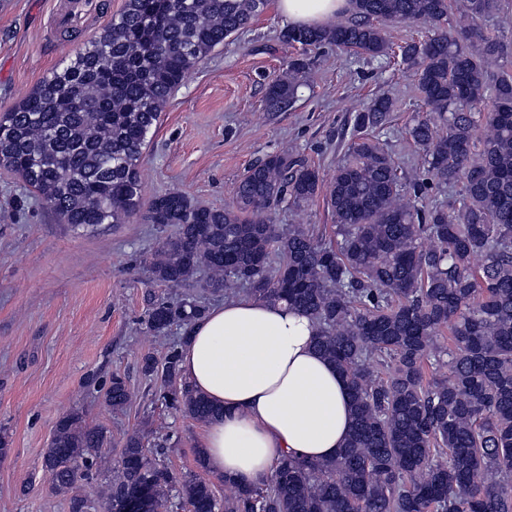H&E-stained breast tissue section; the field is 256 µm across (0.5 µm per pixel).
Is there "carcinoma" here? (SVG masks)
<instances>
[{"mask_svg": "<svg viewBox=\"0 0 512 512\" xmlns=\"http://www.w3.org/2000/svg\"><path fill=\"white\" fill-rule=\"evenodd\" d=\"M267 0H125L74 58L0 114V168L20 176L63 224H121L142 206L141 158L173 92L224 40L246 29ZM502 0H463L467 23L445 26L454 0H352L351 17L287 28L280 38L307 51L334 45L380 67L417 69L422 103L437 118L408 130L423 152L424 177L410 179L379 142L393 101L381 96L353 116L348 158L329 180L294 149L256 161L233 203L213 208L178 190L155 195L146 218L172 226L149 260L154 279L181 286L204 270V290L284 303L314 321L316 351L346 382L354 423L336 456H285L259 485H224V512H512V74L496 77L486 58L501 38L478 21ZM430 27L426 39L395 48L388 24ZM308 66L292 59L267 89L272 107L291 103ZM456 198L418 207L433 187ZM326 192L335 237L273 222ZM196 295L156 299L149 335L203 317ZM449 331L450 346L436 336ZM172 346L163 376L166 405L204 423L221 409L194 391ZM447 364L450 375L425 371ZM130 400L112 377L106 401ZM104 432L72 411L43 454L51 487L70 512H88L74 492L95 471L104 512L138 500L168 509L172 491L194 512H216L208 478H180L126 438L110 465Z\"/></svg>", "mask_w": 512, "mask_h": 512, "instance_id": "obj_1", "label": "carcinoma"}]
</instances>
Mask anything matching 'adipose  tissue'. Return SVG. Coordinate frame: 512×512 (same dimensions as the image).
<instances>
[{"mask_svg":"<svg viewBox=\"0 0 512 512\" xmlns=\"http://www.w3.org/2000/svg\"><path fill=\"white\" fill-rule=\"evenodd\" d=\"M350 0H277L295 27L327 24ZM311 319L254 298L212 308L182 351L183 377L224 409L203 448L210 469L241 485L268 476L281 458L334 457L353 426L347 386L314 350Z\"/></svg>","mask_w":512,"mask_h":512,"instance_id":"adipose-tissue-1","label":"adipose tissue"}]
</instances>
